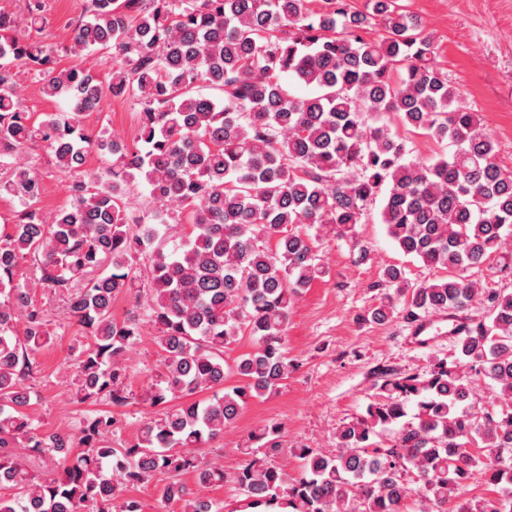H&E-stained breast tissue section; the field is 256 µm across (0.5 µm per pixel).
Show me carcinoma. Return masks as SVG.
<instances>
[{"mask_svg":"<svg viewBox=\"0 0 512 512\" xmlns=\"http://www.w3.org/2000/svg\"><path fill=\"white\" fill-rule=\"evenodd\" d=\"M88 3L69 42L56 47L18 35L23 23L43 27V0H26L22 19L0 11V195L21 206L12 230L0 233V512H141L125 491L158 474L168 476L162 500L181 502V512H216L181 476L224 483L223 467L200 461L197 450L297 369L288 322L305 288L327 274L298 227L349 238L362 261L368 249L355 226L383 188L388 235L448 275L413 285L402 268L386 267L371 320L414 323L475 302L489 316L469 325L457 363L437 360L424 375L382 373L365 415L336 430L335 450L294 449L299 476L267 461L281 451L280 431L264 428L252 435L264 452L245 449L250 459L235 481L249 509L406 512L414 497L416 512H509L512 293L483 288L468 271L512 240V172L435 65L432 34L400 0H369L365 12L349 0ZM375 20L383 34L371 38ZM103 49L112 67L102 79L86 56ZM61 56L72 64L58 67ZM23 67L37 72L44 98L66 101L68 116L32 119L20 99ZM284 75L314 94L287 91ZM200 83L221 96L194 93ZM108 94L141 107L129 144L82 125ZM381 112L452 150L409 158L399 134L371 124ZM34 145L70 178L68 207L33 208L43 193L27 160ZM95 148L115 160L91 173L85 163ZM137 178L153 202L146 212L128 201ZM177 216L190 231L175 237ZM27 264L40 271L34 284L23 279ZM39 290L62 297L67 318L85 330L70 374L80 403L127 404V353L139 319L154 325L165 356L141 400L164 409L146 417L133 444L112 447L113 414L81 423L76 452L70 435L44 433L29 415L26 381L54 337ZM121 294L134 297L139 318L114 317ZM245 334L254 349L228 364L224 349ZM230 375L237 383L226 386ZM476 377L490 383L488 406L473 398ZM217 388L222 394L198 397ZM21 448L51 458L53 472L28 471ZM477 467L497 491L456 501Z\"/></svg>","mask_w":512,"mask_h":512,"instance_id":"cac0c4a2","label":"carcinoma"}]
</instances>
